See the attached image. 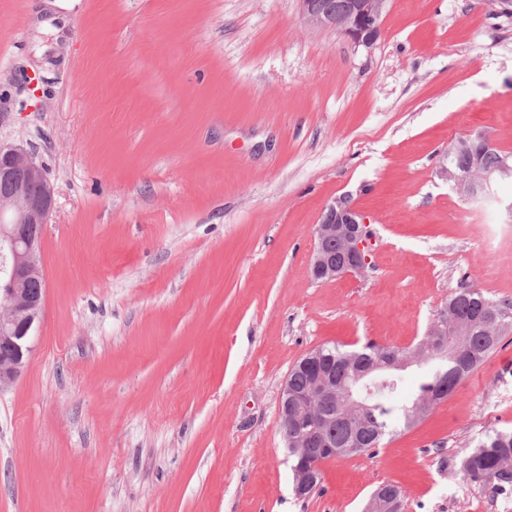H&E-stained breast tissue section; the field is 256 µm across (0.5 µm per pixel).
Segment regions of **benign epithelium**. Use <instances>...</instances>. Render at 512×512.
Returning a JSON list of instances; mask_svg holds the SVG:
<instances>
[{
  "label": "benign epithelium",
  "instance_id": "1",
  "mask_svg": "<svg viewBox=\"0 0 512 512\" xmlns=\"http://www.w3.org/2000/svg\"><path fill=\"white\" fill-rule=\"evenodd\" d=\"M301 14L314 28H333L353 44L370 48L381 37L380 15L385 0H345L336 12V0H299ZM442 173L466 200L476 201L491 195L499 177L512 176V157L505 155L499 166L489 172L479 167L467 175L446 166ZM0 183L8 189L0 193V389L13 384L31 356V332L39 322L44 289L31 285L44 284L40 245L44 224L54 208L53 189L41 165L24 149L0 145ZM316 247L310 261V272L317 280L332 281L360 274L370 261V231L366 218L343 196L327 208L315 230ZM339 245L342 261L325 249V243ZM430 335L441 336L435 355L446 357L456 343L446 339L448 316L439 315ZM281 417L306 429L321 423L323 414L309 396L293 391L285 382L280 397ZM331 448H300L294 466L297 478L296 496L303 498L320 483V463Z\"/></svg>",
  "mask_w": 512,
  "mask_h": 512
}]
</instances>
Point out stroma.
Here are the masks:
<instances>
[{"instance_id":"35a3bbf8","label":"stroma","mask_w":512,"mask_h":512,"mask_svg":"<svg viewBox=\"0 0 512 512\" xmlns=\"http://www.w3.org/2000/svg\"><path fill=\"white\" fill-rule=\"evenodd\" d=\"M0 0V142L55 193L27 368L0 391V512H512L456 466L512 428V333L458 392L297 497L279 397L324 344L408 347L461 288L512 302V178L464 200L439 170L482 132L512 152V16L386 0L370 48L298 0ZM370 265L317 281L339 197Z\"/></svg>"}]
</instances>
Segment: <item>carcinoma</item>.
Masks as SVG:
<instances>
[{
    "label": "carcinoma",
    "mask_w": 512,
    "mask_h": 512,
    "mask_svg": "<svg viewBox=\"0 0 512 512\" xmlns=\"http://www.w3.org/2000/svg\"><path fill=\"white\" fill-rule=\"evenodd\" d=\"M504 152L488 150L475 144L471 154L448 156V163L463 170L476 163L484 170L497 168ZM448 332H458V355L426 373L412 403L399 400L403 376L401 371L432 360L431 337L427 336L411 348L365 344L359 349L344 350L338 346H322L320 368L346 388L354 374L371 368L373 372L360 384L367 410L348 411L341 395L325 403L327 418L324 432L336 438V447L348 448L350 453L364 454L380 447L385 436L396 425L405 427L427 406L432 394L445 383L453 394L462 382L476 370L512 331V304L487 297L475 288L454 292L446 304ZM312 369L295 364L288 374L292 386L305 390L311 382ZM464 477L478 485L492 484L500 492L512 491V430L493 428L460 461Z\"/></svg>",
    "instance_id": "1"
}]
</instances>
